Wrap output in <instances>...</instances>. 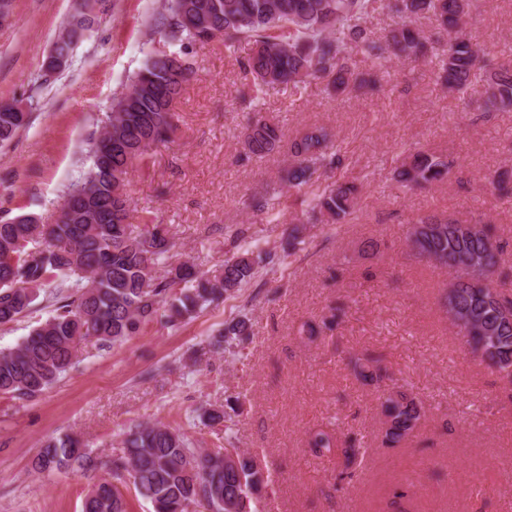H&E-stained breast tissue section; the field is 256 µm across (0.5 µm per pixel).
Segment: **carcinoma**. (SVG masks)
<instances>
[{
	"instance_id": "obj_1",
	"label": "carcinoma",
	"mask_w": 512,
	"mask_h": 512,
	"mask_svg": "<svg viewBox=\"0 0 512 512\" xmlns=\"http://www.w3.org/2000/svg\"><path fill=\"white\" fill-rule=\"evenodd\" d=\"M109 0H83L54 42L66 58L74 40L85 37ZM396 21L377 38L366 26L374 4ZM473 0H167L154 18L163 47L147 58L114 100L112 126L86 143L90 165L65 191L59 219L43 224L31 214L0 222V326L51 308L17 346L0 349V397L30 402L60 381L83 345L111 347L137 334L165 310L172 325L194 318L215 300L248 283L261 255L245 250L201 275L192 266L169 264L174 247L166 228L142 209L131 222L126 175L152 152L175 142L179 114L174 103L196 73L189 48L215 41L231 49L244 42L249 52L240 67L255 96L310 79L329 93L376 84L358 71L351 53L375 66L396 58H438V79L465 92L482 83L483 108H512V65L486 58L482 46L463 31ZM421 17L446 32L443 49L414 25ZM29 113L0 103V147L10 143ZM283 132L262 116L243 132L247 156L262 158L280 147ZM288 183L304 192L302 214L309 221L338 224L358 204V187L343 176L315 178L318 167L342 166L340 148L319 129L288 143ZM450 164L423 151L403 156L399 182L424 188L444 181ZM410 250L448 271L441 307L473 357L503 377L512 375V295L483 278L504 275V245L493 225L451 216L425 215L407 235ZM164 274H158L159 268ZM250 335L246 318L224 323L209 341L215 354L224 344ZM386 436L398 444L420 424L421 408L407 395L381 401ZM111 472L86 495L81 512H129L122 486L131 483L153 512H262L264 476L254 457L238 448H197L179 431L162 424L137 425L122 441ZM318 456L339 448L333 434L318 430L309 441ZM341 449V448H339ZM348 454L350 449H341ZM77 467L96 472L101 461L68 435L47 438L33 460L39 472Z\"/></svg>"
}]
</instances>
